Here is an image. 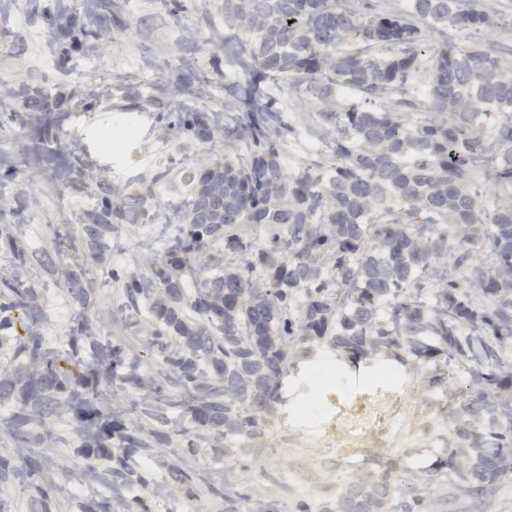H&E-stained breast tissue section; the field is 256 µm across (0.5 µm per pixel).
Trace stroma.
Instances as JSON below:
<instances>
[{
	"instance_id": "obj_1",
	"label": "stroma",
	"mask_w": 512,
	"mask_h": 512,
	"mask_svg": "<svg viewBox=\"0 0 512 512\" xmlns=\"http://www.w3.org/2000/svg\"><path fill=\"white\" fill-rule=\"evenodd\" d=\"M241 42L224 25V0H0V272H17L32 302L12 312L9 339L0 341V367L13 365V344L35 331L44 348L68 368L72 353L92 360L84 332L98 342L135 350L150 375L163 364L151 345L148 306L126 307L123 285L147 275L185 230L191 176L225 154L244 155L243 142L202 143L178 129L183 112H208L216 124L238 118L244 81ZM261 90L302 134L285 148L294 171L311 158L313 101L288 80L267 76ZM132 126L135 138L124 153H105L97 132ZM144 200L141 223L119 224L90 249L80 229L86 212L108 202ZM24 258H17L15 248ZM87 283V303L73 298L69 281ZM335 383L318 388L297 362L288 393L274 414L275 432L321 462L323 487L306 490L296 479L293 457L271 451L236 454L196 438L184 391L163 386L161 419L120 378L89 380L80 392L102 415L120 414L151 442L147 450L122 456L109 445L94 463L85 459L84 439L75 431L74 411L56 409L38 418L41 441L26 444L11 428L21 394L0 401V512H224V488L287 506L329 499L346 477L364 471L363 457L384 451L413 468L430 467L440 453L435 437L467 395L471 361L448 366L444 388H424L410 362H396L384 376L371 359L334 358ZM164 442H156V434ZM353 454L338 457L337 449ZM37 460L29 470V460ZM136 469L143 484L116 498L99 472L119 462ZM188 479L174 482L173 470ZM448 472L434 493L430 512H512V480L476 499L459 491Z\"/></svg>"
}]
</instances>
